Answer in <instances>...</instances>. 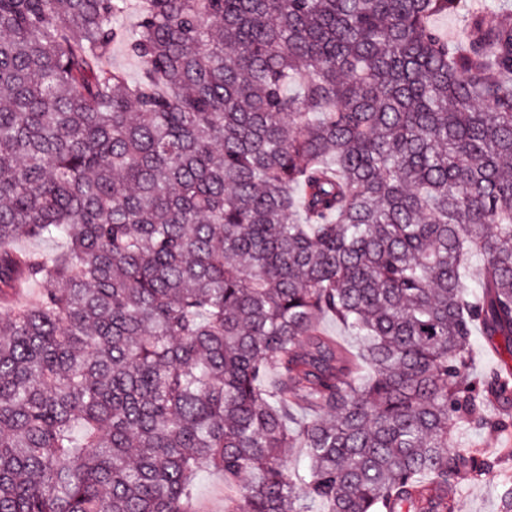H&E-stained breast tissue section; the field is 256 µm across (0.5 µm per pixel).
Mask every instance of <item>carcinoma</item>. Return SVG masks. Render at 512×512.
Segmentation results:
<instances>
[{
	"label": "carcinoma",
	"instance_id": "carcinoma-1",
	"mask_svg": "<svg viewBox=\"0 0 512 512\" xmlns=\"http://www.w3.org/2000/svg\"><path fill=\"white\" fill-rule=\"evenodd\" d=\"M461 2L142 0L128 33L127 0H0V297L40 288L0 313V512H193L205 469L225 512H458L499 469L456 432L512 425V367L466 372L476 323L512 355V11L459 49ZM488 7L512 8V0H463V7L455 14L437 16L430 23L451 43H462L466 34V17L472 12ZM108 64L122 71L130 81H135L140 76V64L137 58L128 52L124 42H117L112 46Z\"/></svg>",
	"mask_w": 512,
	"mask_h": 512
}]
</instances>
